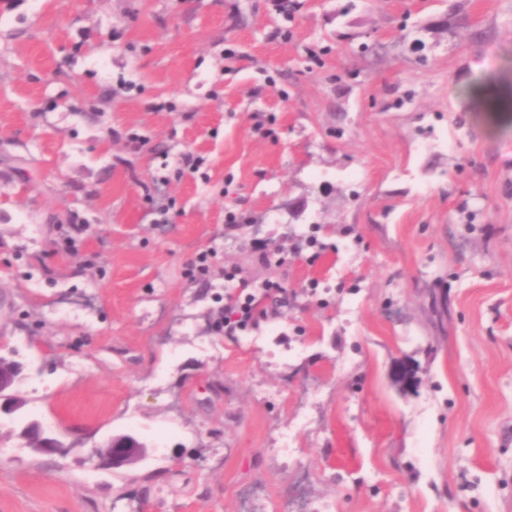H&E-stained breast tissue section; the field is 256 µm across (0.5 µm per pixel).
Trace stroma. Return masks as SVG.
<instances>
[{"instance_id": "stroma-1", "label": "stroma", "mask_w": 512, "mask_h": 512, "mask_svg": "<svg viewBox=\"0 0 512 512\" xmlns=\"http://www.w3.org/2000/svg\"><path fill=\"white\" fill-rule=\"evenodd\" d=\"M505 101L512 0H0V353L72 445L0 422V512H512ZM253 291L243 298L230 297L224 304L222 318L224 319V334L232 336L236 330L266 314L270 305L284 306L288 304V289L280 281H262ZM37 438L38 445L36 448H31L28 445L30 439ZM19 439L26 443V446L38 454H51L55 453L61 456H67L72 449L68 444H65L54 433L47 431L42 423L38 420H29L19 431ZM108 451L104 454H90L88 460L97 468L117 469L142 462L148 456V446L132 433L112 436Z\"/></svg>"}]
</instances>
